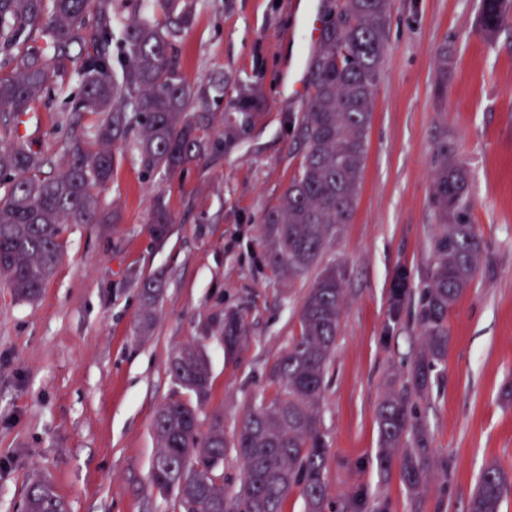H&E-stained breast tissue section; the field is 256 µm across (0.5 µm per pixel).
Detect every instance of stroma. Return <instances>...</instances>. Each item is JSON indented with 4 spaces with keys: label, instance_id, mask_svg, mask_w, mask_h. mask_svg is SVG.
<instances>
[{
    "label": "stroma",
    "instance_id": "obj_1",
    "mask_svg": "<svg viewBox=\"0 0 512 512\" xmlns=\"http://www.w3.org/2000/svg\"><path fill=\"white\" fill-rule=\"evenodd\" d=\"M296 0H197L178 43L180 70L207 107L191 120L205 146L171 174L145 173L134 139L115 148L99 197L111 224H70L62 258L37 302L0 281V512H22L33 480L69 512H181L150 486L153 420L178 389L168 371L200 345L212 394L199 412L233 434L252 406L273 400L275 365L300 331L304 298L322 267L343 272L346 305L325 375V512H466L482 469L512 475V0L505 25L476 35L480 0H392L389 51L374 95L356 212L318 267L288 279L262 236L302 161L305 103L284 84L296 66ZM448 51V87L436 86ZM224 80L223 91L211 84ZM73 74L0 127V139L56 155L67 133L92 134L100 117L73 119L63 103ZM256 121L224 144L240 89ZM447 142L470 171L469 219L484 243L469 291L448 317V355L429 392L411 397L440 467L419 494L398 468L377 463L376 409L404 383L420 351V297L439 230L431 204L435 148ZM168 236L148 232L155 202ZM154 280V325L141 334L142 284ZM245 335L222 340L225 311Z\"/></svg>",
    "mask_w": 512,
    "mask_h": 512
}]
</instances>
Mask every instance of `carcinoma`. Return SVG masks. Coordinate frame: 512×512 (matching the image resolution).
I'll use <instances>...</instances> for the list:
<instances>
[{
    "instance_id": "cac0c4a2",
    "label": "carcinoma",
    "mask_w": 512,
    "mask_h": 512,
    "mask_svg": "<svg viewBox=\"0 0 512 512\" xmlns=\"http://www.w3.org/2000/svg\"><path fill=\"white\" fill-rule=\"evenodd\" d=\"M163 22L141 12L140 0H0V112L17 117L40 99L54 79L75 64L80 83L66 111L103 115L93 141L69 135L56 157H40L20 142H0V278L14 295L39 297L61 256L67 224L106 223L95 188L112 177V147L134 133L147 172L172 173L203 152L189 119L192 90L177 63V39L196 11L195 0H152ZM391 0L331 3L319 46L309 61V98L300 118L303 159L280 205L264 219L273 239L274 266L296 278L307 273L356 211L368 147L374 90L386 62ZM480 32L492 35L506 19L505 0H481ZM45 40V48L38 39ZM238 125L256 113L238 100ZM431 203L440 231L431 245L432 269L421 296L423 349L402 389L388 391L377 410L378 461L394 463L413 492L426 487L436 466L427 430L408 395L425 396L448 352V314L474 281L482 255L476 225L469 222L470 173L466 164L437 147ZM46 166H60L53 177ZM171 218L155 207L150 234L163 239ZM143 328L150 327L158 289L142 287ZM345 304L336 266L323 269L301 306L299 335L279 358V392L242 419L233 448L244 480L232 493L220 470L228 448L224 425L214 418L200 431L199 409L211 389L202 350L188 345L169 361L176 385L196 397L193 405L171 398L157 411L153 430L158 452L150 475L153 489L176 493L183 512H282L300 488L306 512H324L326 448L320 432L324 375L336 349ZM224 346L235 349L242 320L224 315ZM512 479L496 464L484 467L468 512H500ZM25 512H66L64 502L41 483H31Z\"/></svg>"
}]
</instances>
